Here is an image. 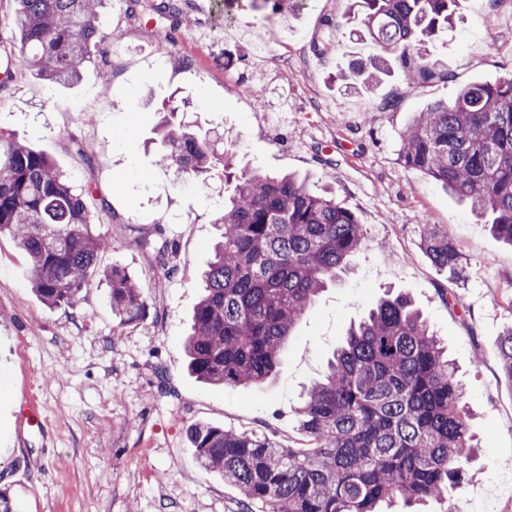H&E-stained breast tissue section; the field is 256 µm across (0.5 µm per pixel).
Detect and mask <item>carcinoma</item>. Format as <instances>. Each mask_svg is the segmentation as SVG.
I'll use <instances>...</instances> for the list:
<instances>
[{
  "label": "carcinoma",
  "instance_id": "1",
  "mask_svg": "<svg viewBox=\"0 0 512 512\" xmlns=\"http://www.w3.org/2000/svg\"><path fill=\"white\" fill-rule=\"evenodd\" d=\"M302 0H224V16L245 7L289 16ZM13 26L0 43L19 42L36 75L74 84L94 61L105 35V0H15ZM458 0H355L358 37L380 52L354 61L351 76L375 84L395 61L410 85L448 77L430 46L453 25ZM154 12L179 19L178 0ZM230 132L209 140L187 125H163L161 159L194 177L224 175L222 228L202 275L185 340L188 370L224 387L257 384L276 371L288 337L314 299L366 241L364 225L333 198L311 193L293 175L228 171ZM401 164L466 201L490 231L512 246V73L462 86L451 100L418 113L402 133ZM109 205L77 191L44 153L0 133V234L11 236L30 264L32 290L50 308H74L100 271L112 311L139 320L147 293L123 270H99L109 241L91 231L92 209ZM421 245L451 282L467 265L448 227L421 225ZM133 244L166 264L173 245L137 236ZM512 380V329L500 345ZM305 448H285L248 432L196 423L187 432L198 466L236 486L269 512H380L397 499L419 504L445 496L467 478L474 453L472 413L453 363L405 293L380 300L347 333L328 372L307 387L296 410Z\"/></svg>",
  "mask_w": 512,
  "mask_h": 512
}]
</instances>
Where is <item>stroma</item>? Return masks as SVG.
I'll use <instances>...</instances> for the list:
<instances>
[{"label": "stroma", "instance_id": "35a3bbf8", "mask_svg": "<svg viewBox=\"0 0 512 512\" xmlns=\"http://www.w3.org/2000/svg\"><path fill=\"white\" fill-rule=\"evenodd\" d=\"M152 2L132 12L127 0H110L98 19L104 50L72 85L40 79L16 48H0L13 72L0 131L106 199L108 210L92 217L110 242L100 265L124 268L153 298L129 324L99 280L76 309L48 308L32 290L26 256L0 235V492L17 512H268L197 465L187 428L208 422L303 447L296 409L304 387L350 325L393 290L409 294L447 342L476 413L478 458L428 512H512V383L499 355L512 326V247L398 159L400 134L418 112L463 85L512 73V10L459 0L453 29L432 47L447 82L410 87L395 67L368 89L343 80L350 60L374 51L331 26L346 0H302L297 15L270 23L258 11L225 16L224 0H182L192 23L178 30ZM315 44L323 56L311 54ZM172 94L187 104L178 121L198 135L232 130L235 166L306 176L311 192L335 196L366 229L350 273L316 297L276 374L258 386L211 387L187 370L184 339L224 183L159 161V108ZM425 222L448 226L470 264L465 285L449 283L423 252ZM143 233L173 244L168 265L132 245ZM30 403L43 429L20 425Z\"/></svg>", "mask_w": 512, "mask_h": 512}]
</instances>
